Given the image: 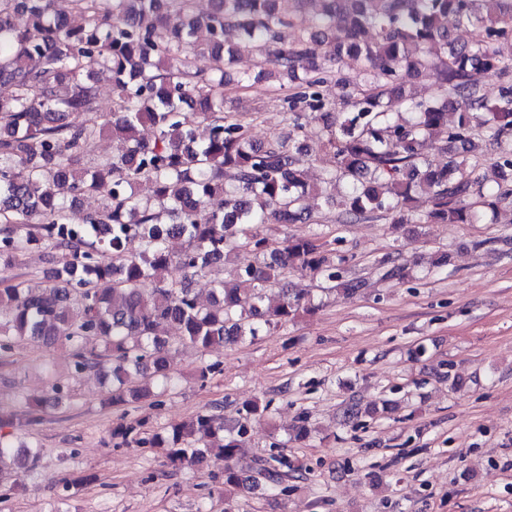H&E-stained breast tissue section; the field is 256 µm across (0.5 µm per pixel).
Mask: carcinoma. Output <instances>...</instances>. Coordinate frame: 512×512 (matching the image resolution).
I'll return each instance as SVG.
<instances>
[{
	"label": "carcinoma",
	"mask_w": 512,
	"mask_h": 512,
	"mask_svg": "<svg viewBox=\"0 0 512 512\" xmlns=\"http://www.w3.org/2000/svg\"><path fill=\"white\" fill-rule=\"evenodd\" d=\"M74 25L54 0H0V270L29 252L49 264L48 285L0 288V351L18 342L61 344L71 352L72 378L108 369L109 402L120 406L153 396L177 375L173 343L157 335L164 322L179 325V341L206 352L282 327L322 303L312 288H272L286 271L320 280L319 290L355 294L361 281L330 260L318 238L267 237V224H311L313 197L337 208L336 222L384 217L403 224H475L512 203V0H211L192 16L193 0H70ZM312 8L310 31L288 39L291 13ZM22 14L19 27L14 17ZM459 28L474 38L460 43ZM254 43L272 68L244 74L237 84L289 80L286 112L300 140L290 146L257 144L247 126L224 109V68L204 79L190 55L207 52L229 61L225 34ZM340 31L331 50L319 47ZM357 63L365 88L349 91L344 108L323 95L344 59ZM432 67L437 92L408 95L405 83ZM112 77L111 118L96 116L94 71ZM485 74L486 82L472 79ZM336 165L318 182L307 179L310 123ZM149 124L153 139L141 137ZM205 127V135L199 128ZM112 155L94 158L104 133ZM487 136L511 146L481 163ZM432 146L448 154L440 165ZM140 180L152 195L140 197ZM103 191L104 206L69 222L85 196ZM171 238L185 241L174 255ZM138 243L136 252L128 250ZM233 262V280L213 281L210 305L168 278L171 266L205 276ZM384 279L414 278L401 254L376 261ZM95 340L102 351L87 348ZM394 407L344 411L349 424ZM255 404L224 430L216 412L170 424L162 433L121 424L112 436L151 448L174 466L220 464L227 505L247 481L287 491L288 462L280 457L246 476L241 450L250 437ZM312 429L298 417L289 438ZM11 458L21 476L37 474L40 449L0 435V463Z\"/></svg>",
	"instance_id": "obj_1"
}]
</instances>
